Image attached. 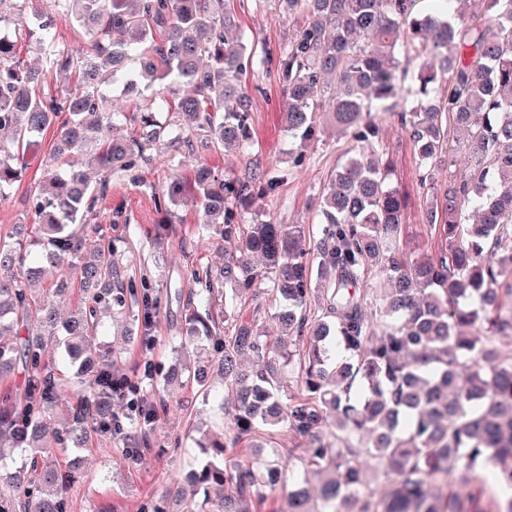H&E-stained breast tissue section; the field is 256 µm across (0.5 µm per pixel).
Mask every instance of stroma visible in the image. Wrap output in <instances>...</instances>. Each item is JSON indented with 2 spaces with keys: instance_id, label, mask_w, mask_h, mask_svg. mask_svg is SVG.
I'll return each mask as SVG.
<instances>
[{
  "instance_id": "stroma-1",
  "label": "stroma",
  "mask_w": 512,
  "mask_h": 512,
  "mask_svg": "<svg viewBox=\"0 0 512 512\" xmlns=\"http://www.w3.org/2000/svg\"><path fill=\"white\" fill-rule=\"evenodd\" d=\"M233 9L244 41L274 54L286 47L304 24L302 16L284 14L277 0H265L260 6L254 0H234ZM245 80L252 92L251 126L259 148L256 158L263 168L287 172L289 178L275 194L254 197L243 221L300 224L306 244H314L322 229L317 198L336 165L346 158L350 140L325 127L308 147L304 164L293 167L296 145L285 128L282 86L274 65L254 63ZM382 125L383 158L389 163L393 184L406 196L400 248L410 257L439 254L447 243L426 221V193L419 186V160L409 136L397 116H384ZM54 140V132L42 135L41 154L30 158L24 179L0 198V235H8L14 225L31 223L30 188L41 174V155L50 150ZM170 153L169 147H162L160 159L143 170L140 183L113 179L110 191L96 206L100 231L86 240L90 247L100 239L111 240L125 286L149 291L151 307L136 304L126 313L105 318L100 341L112 352L115 377L137 385L146 399L163 400L166 407L143 430L130 421L126 402L117 401L114 411L125 420L122 433L103 436L87 448H67L57 454V466H69L74 459L80 462L82 480L70 492V512H143L150 504L180 512L184 502H204L202 490L186 480L203 455L197 445L200 432L206 429L213 437L224 438L235 414L234 405L222 400L220 378H211L204 385L165 383L175 360L174 348L184 338L192 340L185 362L202 364L211 356V340L201 333H189L188 316L198 301L191 272L197 268L216 271L224 265V239L203 234L204 212L194 193L168 203L166 212L156 207L154 192L172 174L166 162ZM279 305L265 280L256 299L230 307L225 306L223 297L214 300L216 311L226 314L225 330L249 324L271 344L281 334ZM124 446L135 448V455L115 461L111 449ZM304 447L302 439L279 426L267 429L258 439H242L233 448L231 462L259 470L273 465L283 473L275 490L252 499L250 512H287L288 490L295 477L305 474Z\"/></svg>"
}]
</instances>
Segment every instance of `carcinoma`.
<instances>
[{"instance_id": "obj_1", "label": "carcinoma", "mask_w": 512, "mask_h": 512, "mask_svg": "<svg viewBox=\"0 0 512 512\" xmlns=\"http://www.w3.org/2000/svg\"><path fill=\"white\" fill-rule=\"evenodd\" d=\"M58 18L87 36L85 52L60 48L56 19L33 0H0V197L26 173L27 156L54 126L58 139L43 176L31 187L34 227L0 239V382H23L0 399V455L25 448L28 465L0 477V512H66L65 490L78 470L46 462L58 448H87L93 438L121 430L113 411L127 385L112 379V360L95 343L102 318L127 305L112 242L99 244L78 266L85 239L71 228L107 194L112 175L131 176L154 159L168 134L156 113L176 114L173 142L250 153V92L243 80L255 50L235 34L230 0H56ZM305 16L296 37L279 53L277 72L285 95L283 118L305 149L320 132L323 108L353 142L336 166L318 210L324 224L313 249L323 279L324 303L312 310V264L299 224L262 221L237 230L253 196L275 191L285 176L254 168L244 178L222 179L196 161L191 176H176L155 195L174 200L190 189L203 205L209 229L224 237V268L195 270L200 288L191 320L215 337L213 365L237 409L227 442L207 447L195 473L205 496L235 482L238 498L223 512H249L262 496L255 473L224 468V452L259 424L284 423L307 440L308 464L323 475L319 506H310L308 482L295 481L288 512H448L467 484L454 472L493 466L512 490V354L501 338L512 335V0H479L484 21L474 22L462 0H277ZM35 45L40 64L19 58V42ZM63 78L43 90L47 71ZM139 99L152 86L171 84L189 93L170 103L146 102L134 116L137 132L112 138L116 113L106 105L101 74ZM397 114L419 158L420 187L431 192L426 219L439 226L448 248L409 258L397 239L405 199L387 180L378 114ZM464 132L467 171L436 184L445 164L448 130ZM91 154L101 178L90 185L81 157ZM265 261L264 278L283 306L279 318L299 348L268 349L248 325L223 336L212 314L216 289L226 285L224 306L255 288L249 256ZM61 278L44 299L27 282L43 266ZM386 279L377 302L365 307L350 292L368 269ZM76 270L81 307L67 321L56 306ZM494 335L472 327L480 312ZM60 354L65 379L46 357ZM251 355L246 371L240 359ZM282 358L301 372L304 391L317 396L284 406L273 364ZM69 403L62 428L48 426L52 408ZM332 441L316 435L326 415ZM390 480L371 490L368 471Z\"/></svg>"}]
</instances>
